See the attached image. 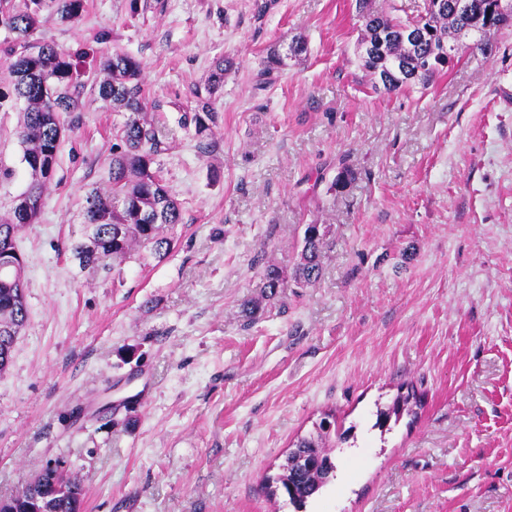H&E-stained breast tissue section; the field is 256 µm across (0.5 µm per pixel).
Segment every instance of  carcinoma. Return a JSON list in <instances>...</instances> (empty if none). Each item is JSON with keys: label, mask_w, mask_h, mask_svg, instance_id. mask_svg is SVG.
Returning a JSON list of instances; mask_svg holds the SVG:
<instances>
[{"label": "carcinoma", "mask_w": 512, "mask_h": 512, "mask_svg": "<svg viewBox=\"0 0 512 512\" xmlns=\"http://www.w3.org/2000/svg\"><path fill=\"white\" fill-rule=\"evenodd\" d=\"M364 28L359 47L372 44L383 32V49L360 55L363 69L374 77V87L387 93L419 85L430 80L448 63L442 60L444 46L457 39L472 25L474 13L485 0H470L472 14L458 12V0H446L441 13L424 3L422 11L411 20L392 15L397 10H374L368 0H359ZM64 22L80 20L86 0H0V26L14 34L13 45L3 50L8 60L11 81L0 87V108L11 102L21 106L17 138L22 146L30 183L23 198H18L9 216L0 220V373L11 359L13 348L29 320L25 299V265L15 238L26 225L36 222L45 191L53 182L61 140L57 135L67 130L64 116L82 109L75 75L77 67L70 55L48 42L35 43L31 37L47 9ZM422 25L420 40L413 41L407 29ZM283 64V56L274 48L268 53L260 75L268 76ZM233 63L224 57L214 61L205 80L206 95L196 93L193 116L199 148L210 152L215 144L213 98L224 87V76ZM102 79L96 85L97 99L129 113L112 146L109 186L87 192L84 219L89 234L87 242L74 247L79 264L87 267L106 257L121 263L133 254L145 251L157 258L172 247L170 230L181 223L180 203L164 184L156 167L161 140L148 112L140 76L141 63L134 57L115 51L101 58ZM330 244V230L324 224L305 225L302 247L291 279L299 288L315 285L321 277V258ZM265 299L278 298L286 273L274 262L261 269ZM336 418L325 414L316 433L301 437L294 444L281 472L264 490L270 496L282 492L295 509L303 508L334 476L336 464L329 450L336 434ZM85 492L82 485L66 479L56 467L46 466L37 479L11 498L0 501V512H82Z\"/></svg>", "instance_id": "obj_1"}]
</instances>
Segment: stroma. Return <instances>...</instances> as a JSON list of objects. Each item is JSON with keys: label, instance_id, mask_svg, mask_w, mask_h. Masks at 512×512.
<instances>
[{"label": "stroma", "instance_id": "obj_1", "mask_svg": "<svg viewBox=\"0 0 512 512\" xmlns=\"http://www.w3.org/2000/svg\"><path fill=\"white\" fill-rule=\"evenodd\" d=\"M360 28L354 0L45 12L33 38L78 57L85 106L17 237L29 321L0 375V499L51 463L84 512H294L263 485L332 411L348 437L306 512H512V25L391 94L359 65ZM115 50L142 63L182 220L164 259L82 268L84 197L127 119L93 91ZM221 55L235 65L203 154L194 91ZM17 125L0 111V216L30 180ZM308 224L331 230L319 281L244 325L263 262L292 270ZM408 383L417 418L377 428Z\"/></svg>", "mask_w": 512, "mask_h": 512}]
</instances>
